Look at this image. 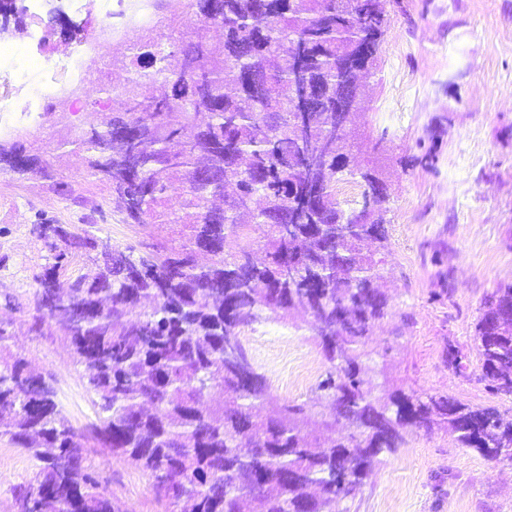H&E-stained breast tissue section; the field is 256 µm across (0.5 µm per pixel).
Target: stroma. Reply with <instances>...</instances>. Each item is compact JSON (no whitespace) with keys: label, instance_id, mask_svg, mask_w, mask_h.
Masks as SVG:
<instances>
[{"label":"stroma","instance_id":"stroma-1","mask_svg":"<svg viewBox=\"0 0 512 512\" xmlns=\"http://www.w3.org/2000/svg\"><path fill=\"white\" fill-rule=\"evenodd\" d=\"M128 46L119 31L108 50L93 33L80 43L57 37L35 49L18 41L13 57H0V128H27L30 151L55 152L84 114L68 104L45 117L23 114L16 102L47 83L66 82L69 56L117 58ZM381 57L357 121L368 139L355 146L366 153L381 143L389 158L383 274L392 315L371 346L386 351L389 373L405 389L512 414L511 402L497 401L479 383L474 341L484 296L512 282V0H398ZM56 168L72 198L47 181L0 173V294L27 295L46 262L32 232L37 218L90 226L121 249L147 240L138 226L124 223L81 156L60 157ZM18 339L32 364L50 375L71 424L80 429L94 421L81 370L63 340L25 325ZM451 342L470 357L465 374L442 361ZM244 343L274 394L310 401L325 360L307 330L271 320L246 332ZM91 462L129 512H161L146 472L106 451ZM32 471L26 454L0 440V512H12V490ZM336 512H512V463L458 447L441 429L409 431L355 500L338 503Z\"/></svg>","mask_w":512,"mask_h":512}]
</instances>
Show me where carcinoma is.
I'll return each mask as SVG.
<instances>
[{
	"label": "carcinoma",
	"mask_w": 512,
	"mask_h": 512,
	"mask_svg": "<svg viewBox=\"0 0 512 512\" xmlns=\"http://www.w3.org/2000/svg\"><path fill=\"white\" fill-rule=\"evenodd\" d=\"M163 41L134 44L112 65V111L65 140L106 185L150 250L105 252L71 224H34L48 262L34 275L30 328L65 337L96 420L75 429L44 375L0 320V438L36 466L13 491L17 512H124L88 463L103 448L149 473L164 512H330L353 500L408 428L447 429L459 447L512 463V420L439 392L407 391L370 348L392 314L380 258L388 241V157L356 160L336 103L360 102L380 70L388 0H176ZM24 0H0V28H26ZM81 42L90 21L49 10L47 26ZM305 76L292 86L296 54ZM311 100L307 137L320 158L301 169L293 98ZM0 141V171L39 177L61 196L54 160ZM358 177L353 203L336 182ZM251 198L227 203L224 189ZM237 247L226 248L228 237ZM96 266L65 289L58 269ZM269 320L305 328L328 367L311 403L274 396L244 333ZM486 392L512 400V282L485 299L474 327ZM448 368L467 356L450 343ZM343 423L346 433L336 432Z\"/></svg>",
	"instance_id": "carcinoma-1"
}]
</instances>
